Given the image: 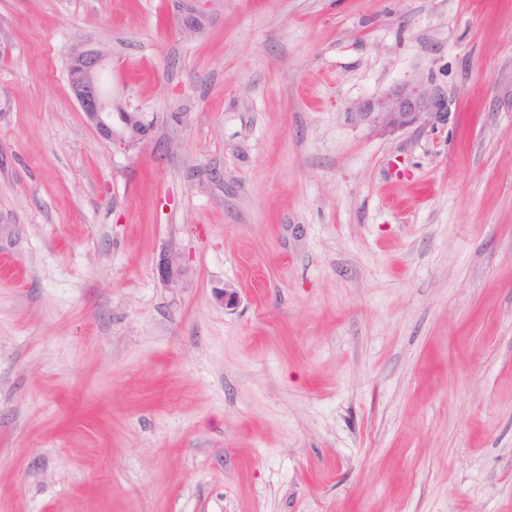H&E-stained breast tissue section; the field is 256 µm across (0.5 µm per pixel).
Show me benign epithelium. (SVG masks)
Here are the masks:
<instances>
[{"mask_svg":"<svg viewBox=\"0 0 512 512\" xmlns=\"http://www.w3.org/2000/svg\"><path fill=\"white\" fill-rule=\"evenodd\" d=\"M110 71L109 56L99 49L78 51L69 66V88L86 119L107 140L134 144L146 125L140 112H114L102 79ZM447 100L439 92L420 87L401 88L385 98L362 104V116L381 130L394 133L425 127L444 115Z\"/></svg>","mask_w":512,"mask_h":512,"instance_id":"obj_1","label":"benign epithelium"}]
</instances>
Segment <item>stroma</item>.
Masks as SVG:
<instances>
[{
    "label": "stroma",
    "mask_w": 512,
    "mask_h": 512,
    "mask_svg": "<svg viewBox=\"0 0 512 512\" xmlns=\"http://www.w3.org/2000/svg\"><path fill=\"white\" fill-rule=\"evenodd\" d=\"M0 255V512H512V0H0ZM112 72L109 56L99 49L78 51L69 66V88L86 119L107 140L134 144L144 135L146 125L142 113L113 112L106 97L102 79ZM119 122V130L115 126ZM446 106L447 100L439 92L403 87L385 98L364 102L361 106L364 112L360 113L384 132L394 133L434 124L446 114L443 112Z\"/></svg>",
    "instance_id": "obj_1"
}]
</instances>
